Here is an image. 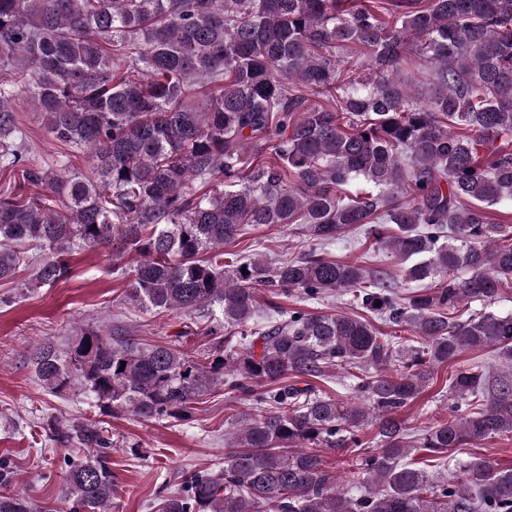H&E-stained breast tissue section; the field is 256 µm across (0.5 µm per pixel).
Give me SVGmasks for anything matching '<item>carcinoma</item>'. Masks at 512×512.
I'll return each instance as SVG.
<instances>
[{"label":"carcinoma","mask_w":512,"mask_h":512,"mask_svg":"<svg viewBox=\"0 0 512 512\" xmlns=\"http://www.w3.org/2000/svg\"><path fill=\"white\" fill-rule=\"evenodd\" d=\"M93 159L61 178L27 163L10 105ZM0 280L33 292L68 256L139 257L127 297L199 315L201 361L86 328L28 351L52 396L101 413L185 421L220 383L248 402L224 466L180 472L162 512H512V468L469 453L512 435V0H0ZM362 231L399 257L394 279L312 250L275 266L224 261L248 225ZM269 293L267 318L245 333ZM345 293L352 316L289 310ZM412 328L384 336L372 319ZM224 334H219V331ZM467 351L507 362L462 365ZM448 377V417L409 437L397 414ZM334 377L344 399L318 393ZM376 431V447L360 436ZM89 450L66 472L69 512H112V439L53 422ZM352 448L346 489L324 451ZM0 512H32L0 495Z\"/></svg>","instance_id":"1"}]
</instances>
